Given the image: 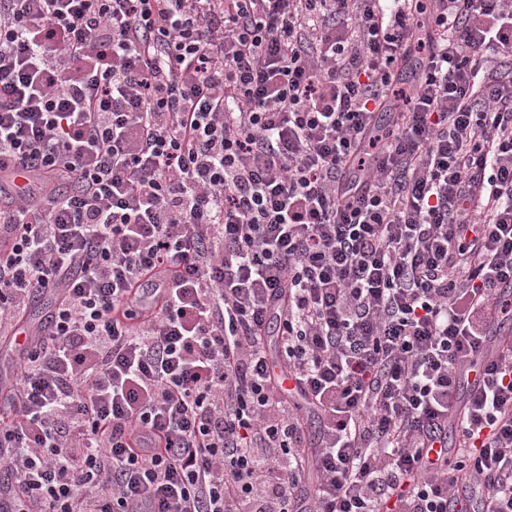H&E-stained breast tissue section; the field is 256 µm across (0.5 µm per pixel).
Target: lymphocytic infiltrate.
I'll list each match as a JSON object with an SVG mask.
<instances>
[{"label": "lymphocytic infiltrate", "mask_w": 512, "mask_h": 512, "mask_svg": "<svg viewBox=\"0 0 512 512\" xmlns=\"http://www.w3.org/2000/svg\"><path fill=\"white\" fill-rule=\"evenodd\" d=\"M17 176L0 512H512V0H0Z\"/></svg>", "instance_id": "lymphocytic-infiltrate-1"}]
</instances>
